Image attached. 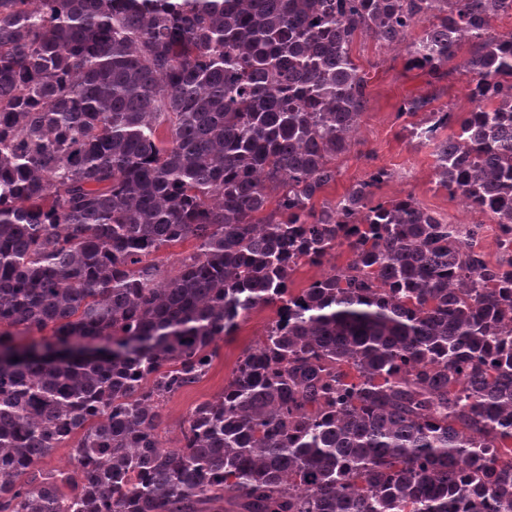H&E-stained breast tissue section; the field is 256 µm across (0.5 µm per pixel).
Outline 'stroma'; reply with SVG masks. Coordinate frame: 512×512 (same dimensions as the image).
I'll list each match as a JSON object with an SVG mask.
<instances>
[{"label":"stroma","mask_w":512,"mask_h":512,"mask_svg":"<svg viewBox=\"0 0 512 512\" xmlns=\"http://www.w3.org/2000/svg\"><path fill=\"white\" fill-rule=\"evenodd\" d=\"M351 55L367 81V104L353 133L352 147L336 158V181L318 195V202L338 199L352 185L367 179L370 172L382 168L391 177L375 188V199L410 195L425 208L455 223L481 225L476 247L487 261H499L502 252L496 224L438 185L433 145L411 138L412 119L400 112L408 99L431 96L434 107L452 110L455 115L454 120L438 130V138L454 136L459 129L457 116L473 106L465 76L455 71L444 79H434L427 71L408 64L404 46H382L367 34L356 39ZM276 318V305L252 310L240 320L233 334L219 341L206 376L167 401L166 424L161 432L164 447L178 446L189 411L223 392L238 360Z\"/></svg>","instance_id":"obj_1"}]
</instances>
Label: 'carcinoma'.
I'll use <instances>...</instances> for the list:
<instances>
[{
    "label": "carcinoma",
    "instance_id": "1",
    "mask_svg": "<svg viewBox=\"0 0 512 512\" xmlns=\"http://www.w3.org/2000/svg\"><path fill=\"white\" fill-rule=\"evenodd\" d=\"M512 0H0V512H512ZM459 72L407 103L438 184L506 258L413 196L336 181L369 34ZM276 210L268 212L270 197ZM195 250L168 274L157 254ZM348 262L294 294L292 275ZM278 317L161 445L165 402ZM50 328L55 343L21 342ZM72 442L71 469L39 460ZM26 480H21L22 476ZM348 258L349 254L346 248L342 247L336 249L321 265H301L292 276L291 288H293L294 291L306 288L312 281L319 279L329 272L333 266L345 264Z\"/></svg>",
    "mask_w": 512,
    "mask_h": 512
}]
</instances>
